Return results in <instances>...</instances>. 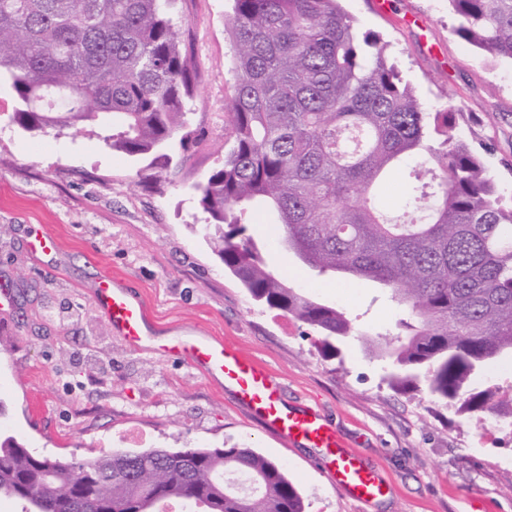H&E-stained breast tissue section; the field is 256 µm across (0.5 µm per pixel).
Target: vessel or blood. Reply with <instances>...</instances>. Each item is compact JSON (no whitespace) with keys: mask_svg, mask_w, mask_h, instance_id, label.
<instances>
[{"mask_svg":"<svg viewBox=\"0 0 512 512\" xmlns=\"http://www.w3.org/2000/svg\"><path fill=\"white\" fill-rule=\"evenodd\" d=\"M93 300L101 316L130 346H140L150 336L145 300L111 277L101 278ZM174 353L185 357L191 365L220 376L225 385L235 390L239 401L262 418L281 441L323 449L332 458V484L349 499L366 503L384 496L383 480L355 453L342 449L335 430L326 420L282 404L276 382L256 361L226 347L219 338L199 337L182 343Z\"/></svg>","mask_w":512,"mask_h":512,"instance_id":"b4317fda","label":"vessel or blood"}]
</instances>
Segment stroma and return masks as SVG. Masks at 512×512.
<instances>
[{"instance_id":"obj_1","label":"stroma","mask_w":512,"mask_h":512,"mask_svg":"<svg viewBox=\"0 0 512 512\" xmlns=\"http://www.w3.org/2000/svg\"><path fill=\"white\" fill-rule=\"evenodd\" d=\"M344 0L375 32L425 111L463 109L458 132L483 156L512 201V63L453 35L448 0ZM230 0H178L177 21L195 62L187 128L157 186L143 163L103 146L96 127L30 134L11 119L0 85V278L17 304L0 310V435L37 455L90 460L105 451L247 447L281 464L305 512H512V426L426 387L398 392L385 361L358 342L324 355L319 335L253 301L202 231L195 188L230 146L224 101L233 82L225 21ZM267 264L305 296L343 308L370 336L394 330L401 310L363 279L329 278L286 251L266 213L249 226ZM46 250H33L37 233ZM147 303L152 341L131 348L93 303L101 277ZM199 336L254 359L284 403L331 420L345 449L388 483L364 505L333 487L317 448L285 447L233 390L167 346Z\"/></svg>"}]
</instances>
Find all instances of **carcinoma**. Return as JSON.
Masks as SVG:
<instances>
[{
  "label": "carcinoma",
  "instance_id": "cac0c4a2",
  "mask_svg": "<svg viewBox=\"0 0 512 512\" xmlns=\"http://www.w3.org/2000/svg\"><path fill=\"white\" fill-rule=\"evenodd\" d=\"M177 0H0V83L27 132L95 124L105 145L165 170L184 131L195 69L174 23ZM226 28L234 82L225 102L231 147L199 205L217 253L250 296L321 332L322 347L355 337L390 361L405 390L426 371L430 393L461 410L512 418V394L468 393L471 376L512 353V206L483 157L456 134L462 112L422 109L378 34L340 0H232ZM455 34L512 62V0H448ZM406 155L411 212L381 210L374 190ZM259 208L282 239L328 277L366 278L402 307L385 344L344 314L288 287L248 235ZM36 512H304L282 465L252 448H152L81 462L0 442V497Z\"/></svg>",
  "mask_w": 512,
  "mask_h": 512
}]
</instances>
